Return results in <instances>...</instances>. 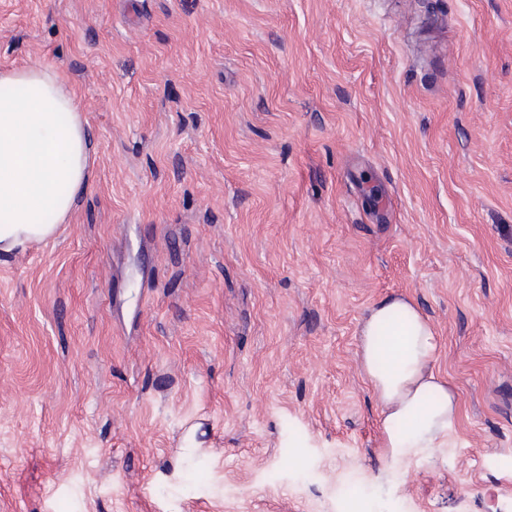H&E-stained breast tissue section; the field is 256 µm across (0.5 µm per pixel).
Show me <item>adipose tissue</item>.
<instances>
[{
    "mask_svg": "<svg viewBox=\"0 0 512 512\" xmlns=\"http://www.w3.org/2000/svg\"><path fill=\"white\" fill-rule=\"evenodd\" d=\"M94 144L76 91L49 66L0 69V256L50 239L86 191ZM361 373L379 404L391 455L444 448L460 407L435 369L439 340L428 317L395 295L360 323Z\"/></svg>",
    "mask_w": 512,
    "mask_h": 512,
    "instance_id": "obj_1",
    "label": "adipose tissue"
}]
</instances>
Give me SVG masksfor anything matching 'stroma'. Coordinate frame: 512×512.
Returning a JSON list of instances; mask_svg holds the SVG:
<instances>
[{
	"mask_svg": "<svg viewBox=\"0 0 512 512\" xmlns=\"http://www.w3.org/2000/svg\"><path fill=\"white\" fill-rule=\"evenodd\" d=\"M32 62L95 155L0 258V512H512V0H0ZM392 293L458 394L428 458L358 367Z\"/></svg>",
	"mask_w": 512,
	"mask_h": 512,
	"instance_id": "35a3bbf8",
	"label": "stroma"
}]
</instances>
